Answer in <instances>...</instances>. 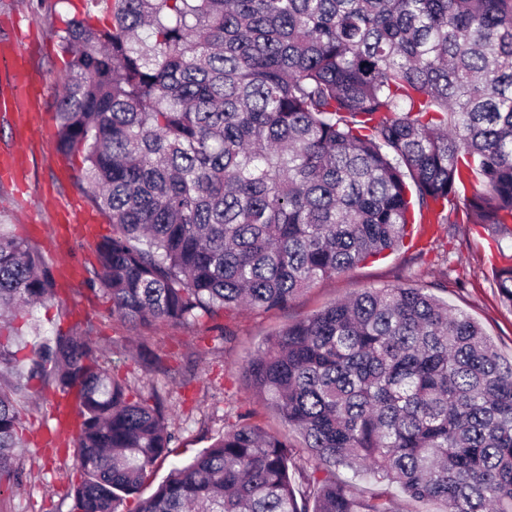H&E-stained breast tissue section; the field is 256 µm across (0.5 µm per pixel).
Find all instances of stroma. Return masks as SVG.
Instances as JSON below:
<instances>
[{
  "instance_id": "1",
  "label": "stroma",
  "mask_w": 512,
  "mask_h": 512,
  "mask_svg": "<svg viewBox=\"0 0 512 512\" xmlns=\"http://www.w3.org/2000/svg\"><path fill=\"white\" fill-rule=\"evenodd\" d=\"M73 15L66 6L34 15L29 0H0V41L11 39L25 55L42 83V113L54 121L56 101L66 74L55 32ZM83 156L60 155L55 147L32 141L26 151L22 183L0 182V224L27 238L55 264L74 266L68 276L57 272L58 295L38 307L34 318L42 331L75 324L91 328L108 365L143 396L165 400L169 425L176 435L168 457L157 462L143 487L151 494L172 466L190 462L226 424L251 411L252 423L278 429L273 414L249 391L240 366L293 321L368 288L404 285L424 288L477 321L500 354L512 360V308L505 306L493 280L494 245L512 248V239L494 242L482 228L470 224L415 225L404 247L359 264L351 271L321 280L285 309L244 310L225 315L228 339L193 325L159 329L131 327L112 319L104 300L85 289L86 268L96 263L94 245L78 237L63 238L60 215L68 203L83 201L72 181ZM163 360L159 370L145 371L133 358L140 347ZM60 400L53 388L20 404L23 446L20 479L0 488V512H74L73 487L80 480L68 446L48 444L55 430L54 410Z\"/></svg>"
}]
</instances>
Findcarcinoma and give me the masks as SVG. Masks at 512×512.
I'll return each instance as SVG.
<instances>
[{"mask_svg":"<svg viewBox=\"0 0 512 512\" xmlns=\"http://www.w3.org/2000/svg\"><path fill=\"white\" fill-rule=\"evenodd\" d=\"M103 7L104 17L96 13ZM57 150L112 234L84 280L130 325L224 332L403 244L416 217L512 236V0H86L55 32ZM495 284L512 307V254ZM56 266L0 227V485L18 480L29 382L75 394L76 512H512V360L422 288L303 317L242 365L287 437L238 415L153 494L175 435L90 331L29 345ZM347 469L381 488L356 494ZM395 507L399 512H441L443 505L438 501L417 502L409 500L398 488L394 490Z\"/></svg>","mask_w":512,"mask_h":512,"instance_id":"1","label":"carcinoma"}]
</instances>
